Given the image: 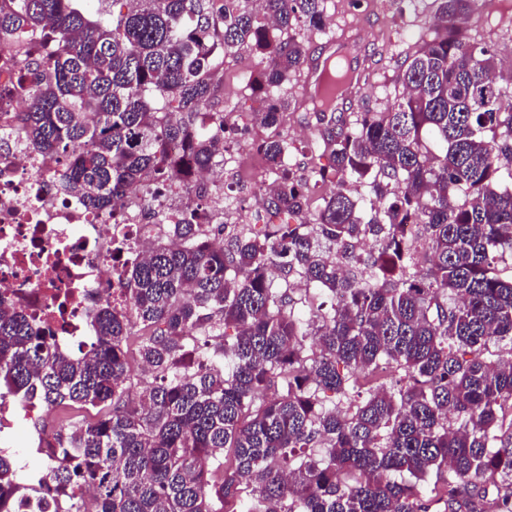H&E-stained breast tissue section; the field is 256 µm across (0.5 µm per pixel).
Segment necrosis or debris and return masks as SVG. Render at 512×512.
<instances>
[{"instance_id": "4bbe7bcc", "label": "necrosis or debris", "mask_w": 512, "mask_h": 512, "mask_svg": "<svg viewBox=\"0 0 512 512\" xmlns=\"http://www.w3.org/2000/svg\"><path fill=\"white\" fill-rule=\"evenodd\" d=\"M57 163L26 147L0 153V309L30 316L58 347L74 349L92 332L102 306L123 303L112 246L140 253L164 237L146 226L142 208L170 217V200L140 190L116 210L124 223L49 190Z\"/></svg>"}]
</instances>
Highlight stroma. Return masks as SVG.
Returning <instances> with one entry per match:
<instances>
[{
  "label": "stroma",
  "mask_w": 512,
  "mask_h": 512,
  "mask_svg": "<svg viewBox=\"0 0 512 512\" xmlns=\"http://www.w3.org/2000/svg\"><path fill=\"white\" fill-rule=\"evenodd\" d=\"M327 17L334 25L329 34L305 35L309 53L328 47L331 41L346 40L359 46L358 64L367 65L371 77L347 109L351 112H382L395 98L396 71L406 54L414 51L421 37L430 33L431 0H324ZM467 39L490 45L497 59H512V24L501 21L497 6L490 0H477L475 9L463 27ZM256 56L232 53L224 59V71L218 74V100L227 112H250L258 106V94L240 80L243 70L256 65ZM304 70L292 72L287 84L291 106L284 118L289 125L305 131L295 140L294 155L298 175L308 187L309 207L317 209L329 196L330 183L316 184L313 172L326 164L323 143L316 130V118L310 108L301 105Z\"/></svg>",
  "instance_id": "35a3bbf8"
}]
</instances>
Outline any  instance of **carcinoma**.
Segmentation results:
<instances>
[{"label": "carcinoma", "instance_id": "carcinoma-1", "mask_svg": "<svg viewBox=\"0 0 512 512\" xmlns=\"http://www.w3.org/2000/svg\"><path fill=\"white\" fill-rule=\"evenodd\" d=\"M475 3L432 0L436 35L388 111L316 113L315 177L337 186L316 213L269 135L261 208L297 221L229 227L224 188L196 181L233 139L215 76L229 52L259 57L252 120L277 127L323 0H0V53L25 61L0 141L54 159L97 214L132 188L175 198L172 241L130 263L85 352L0 310V402L97 409L54 433L52 496L0 459V509L512 512V350L486 357L512 347V75L463 37Z\"/></svg>", "mask_w": 512, "mask_h": 512}]
</instances>
